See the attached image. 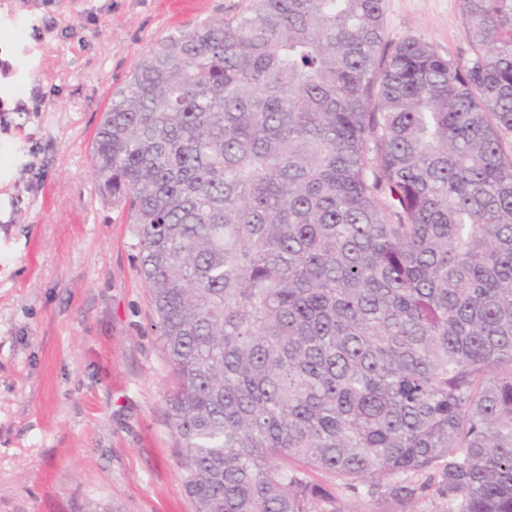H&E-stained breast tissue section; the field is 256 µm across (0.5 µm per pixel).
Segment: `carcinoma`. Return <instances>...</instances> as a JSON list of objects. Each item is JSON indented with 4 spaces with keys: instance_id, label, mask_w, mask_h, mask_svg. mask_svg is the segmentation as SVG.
I'll use <instances>...</instances> for the list:
<instances>
[{
    "instance_id": "cac0c4a2",
    "label": "carcinoma",
    "mask_w": 512,
    "mask_h": 512,
    "mask_svg": "<svg viewBox=\"0 0 512 512\" xmlns=\"http://www.w3.org/2000/svg\"><path fill=\"white\" fill-rule=\"evenodd\" d=\"M460 9L464 63L383 0H251L112 94L196 512H336L312 472L512 512V0Z\"/></svg>"
}]
</instances>
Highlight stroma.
Instances as JSON below:
<instances>
[{
  "label": "stroma",
  "mask_w": 512,
  "mask_h": 512,
  "mask_svg": "<svg viewBox=\"0 0 512 512\" xmlns=\"http://www.w3.org/2000/svg\"><path fill=\"white\" fill-rule=\"evenodd\" d=\"M250 0H0V512H195L168 417L169 369L132 225L101 200L90 149L156 43ZM385 40L466 60L459 0H384ZM394 502L445 512L427 475Z\"/></svg>",
  "instance_id": "1"
}]
</instances>
